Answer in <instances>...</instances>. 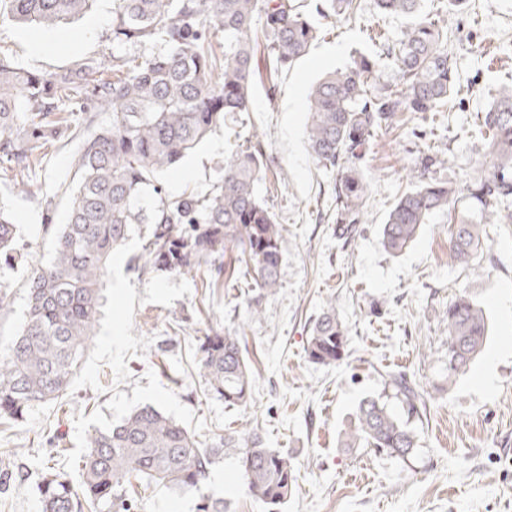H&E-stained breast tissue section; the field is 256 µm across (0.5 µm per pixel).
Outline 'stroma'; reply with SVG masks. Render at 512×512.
<instances>
[{
	"label": "stroma",
	"instance_id": "1",
	"mask_svg": "<svg viewBox=\"0 0 512 512\" xmlns=\"http://www.w3.org/2000/svg\"><path fill=\"white\" fill-rule=\"evenodd\" d=\"M115 0H96L83 17L48 30L0 23V50L20 68L56 74L94 57L147 55L156 44L112 41ZM422 17L448 36L457 83L448 108L428 121L404 114L403 124L379 132L362 164L371 183L367 221L349 240L336 236L335 172L309 155L307 93L326 71L358 54H385L409 23L360 0L355 16L325 24L305 56L281 73L270 70L265 45L254 57L251 112L218 124L175 170L160 176L171 196L207 191L238 145L258 137L270 165L257 191L284 227L279 288L258 297L248 278L211 270L157 272L146 264L142 231L112 257L104 282L106 305L96 335L66 395L32 407L22 421L0 425V512H41L37 486L47 468L79 481L86 435L151 405L213 444L242 429L260 433L269 447L296 463V488L282 512H512V224H487L469 263L449 255L466 197L454 212L437 213L401 255L387 254L379 228L423 150L445 163L438 179L458 188L476 176L487 153L478 117L490 91L512 85V0H467L448 14L441 0H422ZM104 112L83 124L52 112V128L29 178L27 192L0 171V210L16 224L21 258L0 271L11 306L0 317V349L23 322L26 275L47 262L66 222L77 182L78 149ZM468 293L486 311L489 336L471 369L447 381L449 301ZM260 314H252L253 302ZM349 329V351L336 366L306 355L312 322L326 302ZM239 336L253 371L252 399L228 407L208 394L196 351L206 332ZM406 373L434 391L412 423L417 450L401 460L370 448L348 450L338 436L360 400L381 395L387 371ZM134 512H196L198 496L134 480Z\"/></svg>",
	"mask_w": 512,
	"mask_h": 512
}]
</instances>
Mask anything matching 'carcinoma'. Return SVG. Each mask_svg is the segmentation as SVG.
<instances>
[{"instance_id":"carcinoma-1","label":"carcinoma","mask_w":512,"mask_h":512,"mask_svg":"<svg viewBox=\"0 0 512 512\" xmlns=\"http://www.w3.org/2000/svg\"><path fill=\"white\" fill-rule=\"evenodd\" d=\"M94 0H0V22L51 28L86 14ZM382 13L413 19L387 57L399 87L379 91L381 61L365 56L324 74L308 104L310 155L337 171L333 188L336 236L349 238L363 223L370 182L361 162L370 140L405 112L443 111L455 87V66L438 25L420 17L421 0H375ZM357 0H117L112 41L159 43L164 50L141 59L112 57V68L89 58L55 75L15 66L0 55V168L21 179L44 148L45 116L58 112H110L112 120L85 138L78 184L54 257L27 275L28 310L0 355V419L17 423L39 404L63 397L96 335L104 305L103 280L114 251L137 224L148 225L145 255L155 270L180 272L216 265L236 250L259 294L279 286L283 225L256 192L268 168L261 146L232 155L213 189L201 196H167L156 176L176 168L228 112L252 109V58L256 21L272 69L289 68L320 33L310 19L352 15ZM224 34L217 51L213 37ZM488 141L483 171L467 185L479 222L461 221L449 245L454 261L469 263L481 246L483 224H512V89L502 88L481 115ZM445 164L427 151L411 169L404 191L381 225L383 249L405 251L431 216L455 206L458 188L433 177ZM16 226L0 213V263L18 257ZM448 379L466 373L488 336L482 306L466 294L448 303ZM348 328L328 303L307 341L309 360L335 365L348 352ZM199 374L228 407L251 399L253 372L238 337L214 331L199 338ZM387 384L406 406L402 417L380 398L364 397L340 434L344 448L369 447L405 459L416 448L410 420L427 409V392L402 373ZM81 456L82 481L74 489L57 471L38 486L43 512H131L125 486L146 479L169 489L199 492L221 454L236 456L249 496L267 512H281L295 491L288 453L267 447L252 431H236L203 447L183 426L153 406L139 407L119 423L90 432Z\"/></svg>"}]
</instances>
